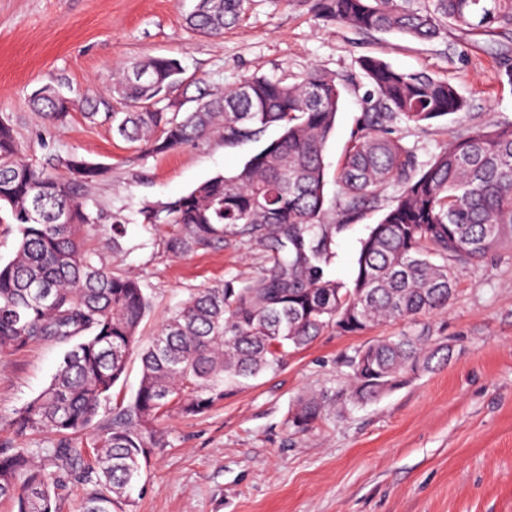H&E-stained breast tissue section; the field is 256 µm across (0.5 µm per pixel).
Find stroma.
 <instances>
[{
  "label": "stroma",
  "instance_id": "obj_1",
  "mask_svg": "<svg viewBox=\"0 0 512 512\" xmlns=\"http://www.w3.org/2000/svg\"><path fill=\"white\" fill-rule=\"evenodd\" d=\"M193 0H0V115L13 120L26 158L78 154L105 165L89 209L126 218L113 242L110 224L86 231L82 248L114 272L139 278L151 297L140 326L154 336L197 288L251 278L267 266L263 247L226 237L224 247L187 256L168 252L170 226L133 222L143 203L187 193L216 174L231 175L257 144L226 146L221 136L155 153L113 138L109 126L73 111L44 130L29 110L32 92L53 84L71 97L105 92L114 68L149 56L178 58L187 78L222 91L252 75H296L317 66L350 82L324 150L325 196L335 201L336 171L364 110L361 57L450 79L469 109L425 129H389L428 161L460 124L512 121V84L491 46L460 48L459 34L422 44L371 35L316 15L309 0H249L241 23L222 37L184 23ZM395 193L386 188L336 234L326 276L351 282L361 241ZM445 313L391 322L359 335L328 330L276 370L224 390L223 403L165 424L163 450L147 464L131 512H512V250L458 269ZM429 327L448 358L378 399L346 391L345 359L381 337ZM64 349L44 343L0 356V446L40 451L57 436L16 435V411L50 383ZM325 400L315 426L295 432L291 416L309 394Z\"/></svg>",
  "mask_w": 512,
  "mask_h": 512
}]
</instances>
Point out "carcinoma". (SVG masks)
<instances>
[{"instance_id": "cac0c4a2", "label": "carcinoma", "mask_w": 512, "mask_h": 512, "mask_svg": "<svg viewBox=\"0 0 512 512\" xmlns=\"http://www.w3.org/2000/svg\"><path fill=\"white\" fill-rule=\"evenodd\" d=\"M247 3L196 0L186 26L221 37ZM312 8L361 33L433 42L453 29L494 39L499 74L512 84V0H313ZM360 68L370 85L367 107L337 171L333 214L323 152L346 86L317 66L291 78L252 76L214 94L203 81L185 82L178 59L155 56L131 63L108 86L122 111L102 113L97 95L84 98L87 119L153 152L216 133L238 146L281 129L234 174L139 209L142 223L174 227L166 249L175 255L219 249L231 234L262 246L270 263L248 280L194 290L146 343L139 336L151 308L144 284L95 262L80 245L85 229L103 221L82 199L105 168L77 154L27 162L10 117L0 116V211L19 232L14 256L0 262V354L34 342L68 346L50 384L8 421L21 436L48 429L58 441L39 463L27 448H0L1 502L16 512H60L74 483L83 489L76 512H126L151 454L165 446L166 418L208 411L224 401L226 384L279 367L329 329L355 335L443 312L456 267L512 248V122L462 126L423 164L387 123L401 118L422 129L466 112L467 101L450 80L379 57H363ZM182 101L190 104L184 112ZM29 103L52 127L76 107L53 85ZM59 168L66 178L53 174ZM388 186L395 195L361 242L351 284L326 277L335 234ZM368 348L346 359L356 402L432 369L441 353L425 327ZM135 352L138 388L128 399L115 397ZM322 409L321 397L301 398L293 428L308 431Z\"/></svg>"}]
</instances>
